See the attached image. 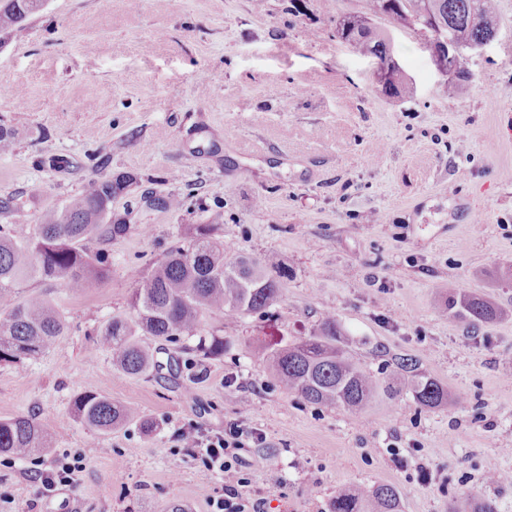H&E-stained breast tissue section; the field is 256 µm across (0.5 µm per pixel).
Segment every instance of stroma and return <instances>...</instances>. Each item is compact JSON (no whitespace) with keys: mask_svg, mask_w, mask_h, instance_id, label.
<instances>
[{"mask_svg":"<svg viewBox=\"0 0 512 512\" xmlns=\"http://www.w3.org/2000/svg\"><path fill=\"white\" fill-rule=\"evenodd\" d=\"M497 6L494 39L467 52L451 97L428 37L375 18L414 87L405 100L382 94L375 58L336 37L337 17L364 0H48L6 38L0 124L15 142L0 155V196L34 225L91 180L123 174L133 183L112 212L137 229L89 241L112 256L96 287L18 286L51 299L69 330L36 359L0 363V419L51 427L46 454L0 456V512H209L224 482L179 432L231 424L262 436L238 451L258 512H328L352 484L396 487L402 512L472 497L512 512V484L484 480L512 472V282L497 276L512 265V0ZM188 186L190 208L140 202ZM217 212L236 251L287 267L271 320L226 330L212 314L204 328L223 329V356L173 370L174 344L156 340L159 369L117 373L93 349L96 329L130 315L136 276ZM452 281L508 318L473 327L444 313ZM326 312L364 369L385 381L409 358L463 402L425 410L383 391L352 417L284 394L256 343L307 335ZM91 385L154 427L112 431L73 484L44 493L39 472L95 435L71 410Z\"/></svg>","mask_w":512,"mask_h":512,"instance_id":"35a3bbf8","label":"stroma"}]
</instances>
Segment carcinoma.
Here are the masks:
<instances>
[{
  "label": "carcinoma",
  "mask_w": 512,
  "mask_h": 512,
  "mask_svg": "<svg viewBox=\"0 0 512 512\" xmlns=\"http://www.w3.org/2000/svg\"><path fill=\"white\" fill-rule=\"evenodd\" d=\"M46 0H0V41L3 35L43 10ZM366 11L336 21V35L361 56L389 55L385 34L373 20L388 16L424 35L438 27L453 30L457 42L491 41L498 28L497 0H364ZM382 91L397 98L412 95L403 74L392 77ZM131 179L115 176L93 181L83 193L45 212L30 232L16 225L25 214L15 197H0V213L13 223L0 225V363L21 365L49 350L68 330V323L42 295L18 298V285L36 278L62 288H92L111 267L110 254L90 251L93 236L115 241L132 229L129 217L112 219V202L130 186ZM194 191L172 194L160 203L174 210L193 199ZM221 215L208 224H193L189 242L169 250L140 277L130 300L133 316H114L96 331V347L107 351L119 373L138 377L158 367L146 339L178 343L197 338L192 352L203 361L224 355V336L203 333L205 314L219 312L224 323L248 316H272L271 308L283 296L288 268L274 254L261 257L238 253L221 236ZM445 309L470 323H490L504 311L490 300L448 284ZM255 354L287 392L317 406L357 414L368 408L380 388V379L363 369L343 340L336 315L325 313L306 336L276 342L261 341ZM402 375L394 393L405 391L422 408L432 410L457 404L462 396L437 379L418 371L409 360L398 364ZM75 418L98 432L91 441L130 424L146 425L140 412L112 401L96 389L84 390L73 403ZM49 430L33 415L0 419V455L15 460L48 451ZM402 493L386 484L358 485L336 491L328 512H400Z\"/></svg>",
  "instance_id": "cac0c4a2"
}]
</instances>
